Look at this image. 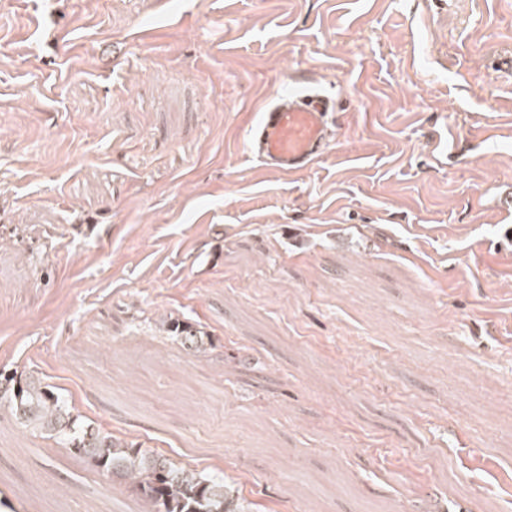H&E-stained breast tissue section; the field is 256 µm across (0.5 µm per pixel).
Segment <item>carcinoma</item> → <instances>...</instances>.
Returning a JSON list of instances; mask_svg holds the SVG:
<instances>
[{"instance_id":"obj_1","label":"carcinoma","mask_w":512,"mask_h":512,"mask_svg":"<svg viewBox=\"0 0 512 512\" xmlns=\"http://www.w3.org/2000/svg\"><path fill=\"white\" fill-rule=\"evenodd\" d=\"M170 326L186 350H204L206 332L177 320ZM5 411L89 460L102 476L124 480L144 504L142 512H248L220 476L178 466L84 424L63 395L31 374L0 370V414Z\"/></svg>"}]
</instances>
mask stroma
Segmentation results:
<instances>
[{
	"mask_svg": "<svg viewBox=\"0 0 512 512\" xmlns=\"http://www.w3.org/2000/svg\"><path fill=\"white\" fill-rule=\"evenodd\" d=\"M0 369L252 512H512V0H0ZM139 508L0 416V512ZM335 100L314 84L275 95L251 128L248 151L282 172H297L323 154L331 143ZM172 332L180 337L182 345L190 352L204 350V337L208 338L206 332L194 328L191 325L180 323V321L170 322Z\"/></svg>",
	"mask_w": 512,
	"mask_h": 512,
	"instance_id": "1",
	"label": "stroma"
}]
</instances>
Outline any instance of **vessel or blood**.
Returning <instances> with one entry per match:
<instances>
[{
  "label": "vessel or blood",
  "instance_id": "vessel-or-blood-1",
  "mask_svg": "<svg viewBox=\"0 0 512 512\" xmlns=\"http://www.w3.org/2000/svg\"><path fill=\"white\" fill-rule=\"evenodd\" d=\"M334 99L308 84L273 96L251 129L248 151L282 172H297L329 147Z\"/></svg>",
  "mask_w": 512,
  "mask_h": 512
}]
</instances>
